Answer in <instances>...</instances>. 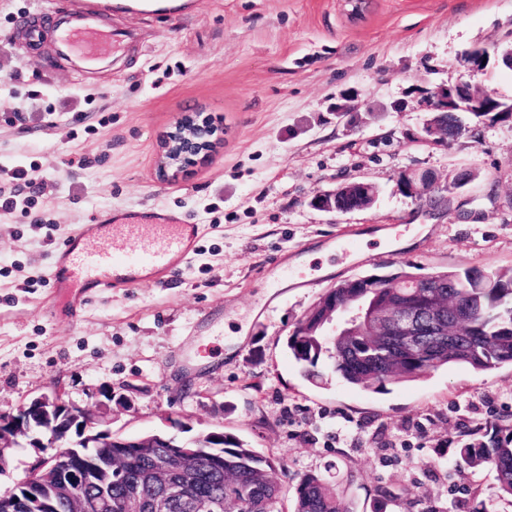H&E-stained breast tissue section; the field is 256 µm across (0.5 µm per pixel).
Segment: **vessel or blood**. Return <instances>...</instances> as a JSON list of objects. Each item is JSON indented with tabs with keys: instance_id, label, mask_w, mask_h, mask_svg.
I'll list each match as a JSON object with an SVG mask.
<instances>
[{
	"instance_id": "vessel-or-blood-1",
	"label": "vessel or blood",
	"mask_w": 512,
	"mask_h": 512,
	"mask_svg": "<svg viewBox=\"0 0 512 512\" xmlns=\"http://www.w3.org/2000/svg\"><path fill=\"white\" fill-rule=\"evenodd\" d=\"M112 0H71L57 32L56 48L85 69L108 62L123 48L122 40L111 35L90 42L101 13L111 9ZM199 225L186 224L170 214L157 215L154 223L117 208L101 210L95 223L84 224L56 252L51 278L57 287L109 291L128 288L144 274L165 279L174 274L186 258Z\"/></svg>"
}]
</instances>
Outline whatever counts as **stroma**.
Listing matches in <instances>:
<instances>
[{
	"instance_id": "35a3bbf8",
	"label": "stroma",
	"mask_w": 512,
	"mask_h": 512,
	"mask_svg": "<svg viewBox=\"0 0 512 512\" xmlns=\"http://www.w3.org/2000/svg\"><path fill=\"white\" fill-rule=\"evenodd\" d=\"M38 0H0V413L59 392L106 408L129 436L216 428L336 484L349 512H512L494 474H460L449 438L512 415V365L465 366L384 390L308 381L297 322L341 281L512 268V119L423 141L438 87L472 81L512 99V0H193L171 15L115 9L107 68L75 70ZM41 26L38 48L28 32ZM490 54L470 74L463 53ZM224 139L174 182L162 137L184 112ZM29 183L15 190L11 174ZM429 170L470 181L437 209L398 188ZM378 190L345 215L315 205L340 183ZM161 209L201 225L167 282L58 298L57 246L97 211ZM357 242L345 252L341 241Z\"/></svg>"
}]
</instances>
